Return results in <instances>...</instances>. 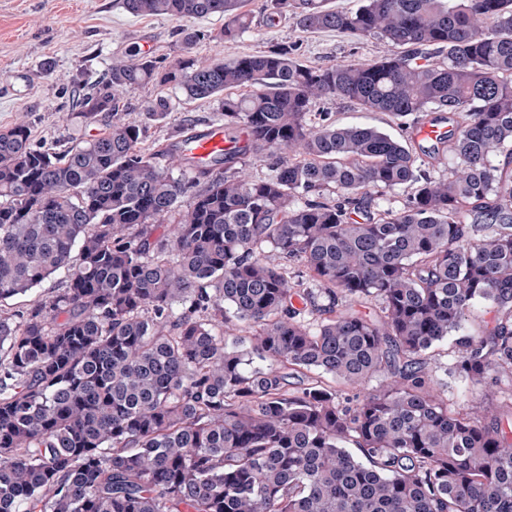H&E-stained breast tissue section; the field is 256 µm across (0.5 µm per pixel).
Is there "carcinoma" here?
<instances>
[{
    "instance_id": "cac0c4a2",
    "label": "carcinoma",
    "mask_w": 512,
    "mask_h": 512,
    "mask_svg": "<svg viewBox=\"0 0 512 512\" xmlns=\"http://www.w3.org/2000/svg\"><path fill=\"white\" fill-rule=\"evenodd\" d=\"M123 5L222 15L225 39L252 24L244 0ZM266 8L392 50L308 66L279 47L165 70L134 55L78 96L85 118L108 115L100 136L61 150L31 145L25 124L0 132V301L69 273L50 299L0 313V512H512V411L448 409L416 359L455 334L472 386L512 378V0ZM151 82L214 99L245 141L189 183L170 176L166 146L141 151L124 112ZM327 100L448 113L429 152L454 166L436 177L375 128L311 123ZM170 108L160 95L148 115ZM283 154L264 178L235 168ZM401 187L403 208L363 206ZM289 262L308 282L291 285ZM347 297L377 301L378 317L334 314ZM480 301L494 326L463 332ZM228 306L246 350L227 345ZM307 311L328 317L313 329ZM312 369L378 385L350 397L290 382Z\"/></svg>"
}]
</instances>
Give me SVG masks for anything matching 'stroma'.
I'll return each instance as SVG.
<instances>
[{"mask_svg":"<svg viewBox=\"0 0 512 512\" xmlns=\"http://www.w3.org/2000/svg\"><path fill=\"white\" fill-rule=\"evenodd\" d=\"M267 0H247L253 17L249 30L233 39L221 38L222 16L204 19L167 15L137 17L128 13L122 0H0V131L17 124L28 125L35 146L79 142L103 133L105 115L87 120L73 107L80 88L105 75L113 59L139 54L151 47L150 57L166 67L182 58L208 63L231 61L240 56L292 46L298 58L311 65H330L346 60H373L390 52L385 41L325 31L307 33L293 20L268 25ZM198 31L191 47L181 41L184 29ZM166 96L171 109L165 119L148 118V103ZM130 120L143 127L140 147L149 152L175 138L184 125L203 126L222 121L223 115L210 99H189L172 85L150 84L127 96ZM338 126H368L386 131L399 140H410V124L382 112H366L348 103H317L311 122L320 113ZM426 369L437 378V391L449 409L469 413L488 405L508 402L512 380L494 384L495 395L485 398L453 368L454 342L447 339L420 355Z\"/></svg>","mask_w":512,"mask_h":512,"instance_id":"35a3bbf8","label":"stroma"}]
</instances>
